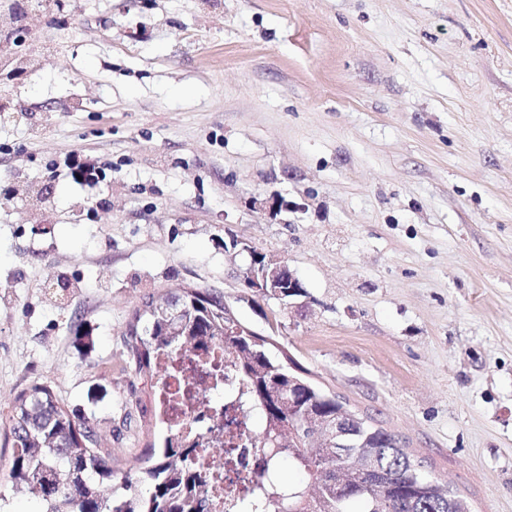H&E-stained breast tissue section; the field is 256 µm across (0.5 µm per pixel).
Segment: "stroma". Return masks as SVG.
I'll return each instance as SVG.
<instances>
[{
	"mask_svg": "<svg viewBox=\"0 0 512 512\" xmlns=\"http://www.w3.org/2000/svg\"><path fill=\"white\" fill-rule=\"evenodd\" d=\"M188 284L512 512V0H0V418L44 383L159 455L125 336ZM251 258L247 270V283L250 289L254 288L260 295L281 300L284 295L280 288L288 290V301L294 297L303 296L295 288H302L299 278L289 269L283 261L268 258L252 248L245 249Z\"/></svg>",
	"mask_w": 512,
	"mask_h": 512,
	"instance_id": "obj_1",
	"label": "stroma"
}]
</instances>
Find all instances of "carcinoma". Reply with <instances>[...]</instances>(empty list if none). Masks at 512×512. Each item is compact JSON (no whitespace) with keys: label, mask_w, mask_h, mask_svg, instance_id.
<instances>
[{"label":"carcinoma","mask_w":512,"mask_h":512,"mask_svg":"<svg viewBox=\"0 0 512 512\" xmlns=\"http://www.w3.org/2000/svg\"><path fill=\"white\" fill-rule=\"evenodd\" d=\"M190 311L189 335H168L165 296L148 294L129 324L126 347L139 371L156 373L162 351L179 352L206 340L223 343L236 360L248 400L261 414L262 426L249 432L260 451L257 471L261 494L241 505V512H470L449 487L431 480L407 451L399 435L358 416L350 438L366 439L383 483L372 495L351 478L336 487V465L350 463L357 448H320L308 435L293 432L301 406L333 416L347 402L314 386L310 371L290 356L275 352L273 336H240L241 322L224 299L207 288L173 292ZM94 421L66 409L53 390L35 383L15 399L8 416L12 442L11 475L17 486L37 494L42 512H208L210 500L201 471L189 460L190 448L164 452L152 465L117 475L112 453L98 447L86 430ZM291 462L308 483L280 479L281 461ZM149 487L148 494L140 487Z\"/></svg>","instance_id":"1"}]
</instances>
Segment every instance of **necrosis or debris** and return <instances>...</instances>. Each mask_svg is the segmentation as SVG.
Wrapping results in <instances>:
<instances>
[{
  "mask_svg": "<svg viewBox=\"0 0 512 512\" xmlns=\"http://www.w3.org/2000/svg\"><path fill=\"white\" fill-rule=\"evenodd\" d=\"M224 375L221 400L228 411L208 405L203 398L210 389L212 372ZM242 387L232 357L225 355L220 342L206 348L161 353L158 380L154 387L155 413L162 429L182 447L200 449L204 470H216L209 485L211 512H239L238 500L257 483V475L246 464L255 457L254 443L243 424L238 406ZM223 443L232 455L231 464L214 469L209 453L214 443Z\"/></svg>",
  "mask_w": 512,
  "mask_h": 512,
  "instance_id": "1",
  "label": "necrosis or debris"
}]
</instances>
